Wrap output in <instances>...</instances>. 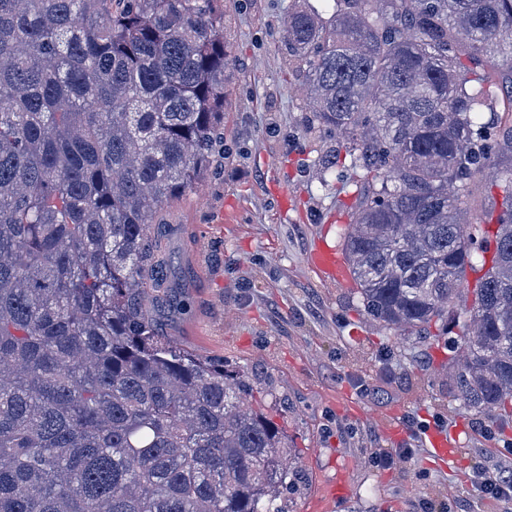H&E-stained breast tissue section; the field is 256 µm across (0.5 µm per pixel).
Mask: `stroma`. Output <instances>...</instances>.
I'll return each instance as SVG.
<instances>
[{
  "mask_svg": "<svg viewBox=\"0 0 512 512\" xmlns=\"http://www.w3.org/2000/svg\"><path fill=\"white\" fill-rule=\"evenodd\" d=\"M324 10L325 0H231L224 16L228 54L224 161L164 209L173 295L151 307L163 333L199 357H222L249 378L271 379L266 411L301 451L305 489L291 512H413L425 498L448 512H512V500L477 491L472 471L512 468V428L460 409L446 363L462 329L439 339L397 335L371 320L353 282L322 280L307 265L320 246L340 249L355 197L318 160L336 136L311 132L297 81L283 70L282 28L291 6ZM434 422L460 432L455 467L426 457L421 439L386 430ZM405 449L391 469L373 460ZM347 490L331 501L337 470Z\"/></svg>",
  "mask_w": 512,
  "mask_h": 512,
  "instance_id": "1",
  "label": "stroma"
}]
</instances>
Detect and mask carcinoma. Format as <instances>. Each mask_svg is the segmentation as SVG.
<instances>
[{
	"label": "carcinoma",
	"instance_id": "carcinoma-1",
	"mask_svg": "<svg viewBox=\"0 0 512 512\" xmlns=\"http://www.w3.org/2000/svg\"><path fill=\"white\" fill-rule=\"evenodd\" d=\"M288 76L344 139L342 248L372 320L459 322V406L512 423V0H334L283 26ZM224 0H0V512H290L300 458L246 374L163 337L150 224L224 156ZM501 188L494 251L461 207ZM470 77L476 79L472 83L478 87L480 84L483 87L486 96V103H496L498 110V116L506 115L507 112H502L503 109H508V96L510 91V85L502 82L498 76V72H491L487 69L477 68L474 74H470ZM480 78L481 80H477Z\"/></svg>",
	"mask_w": 512,
	"mask_h": 512
}]
</instances>
